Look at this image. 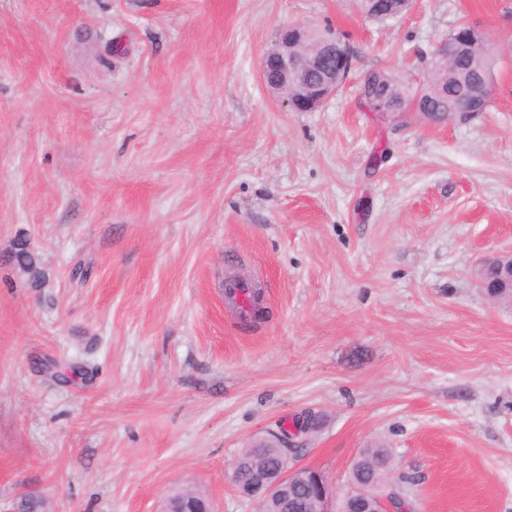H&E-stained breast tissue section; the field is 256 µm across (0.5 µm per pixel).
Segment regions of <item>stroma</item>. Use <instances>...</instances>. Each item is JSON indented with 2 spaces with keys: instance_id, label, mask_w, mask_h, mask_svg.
<instances>
[{
  "instance_id": "stroma-1",
  "label": "stroma",
  "mask_w": 512,
  "mask_h": 512,
  "mask_svg": "<svg viewBox=\"0 0 512 512\" xmlns=\"http://www.w3.org/2000/svg\"><path fill=\"white\" fill-rule=\"evenodd\" d=\"M498 55L487 111H369L373 70L422 79L460 23ZM332 26L343 87L290 110L261 65ZM383 153L372 165L375 153ZM26 235L30 285L5 257ZM512 253V0H0V512H155L231 480L312 416L298 464L348 491L383 445L417 512H512V308L478 263ZM263 284L244 320L224 282ZM375 1L377 0H352L351 2L356 11L363 17L375 21H386L398 17L406 11L405 4L402 3V0H387L390 2V14L381 15L374 8ZM8 257L12 264L28 275L35 288H39L46 281V271L25 235L14 239L10 245Z\"/></svg>"
}]
</instances>
